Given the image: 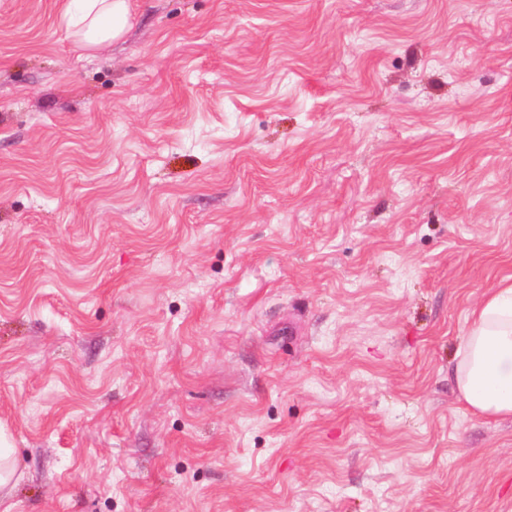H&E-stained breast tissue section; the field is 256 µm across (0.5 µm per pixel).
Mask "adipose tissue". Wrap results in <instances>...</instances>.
<instances>
[{"instance_id": "ef3b65f1", "label": "adipose tissue", "mask_w": 512, "mask_h": 512, "mask_svg": "<svg viewBox=\"0 0 512 512\" xmlns=\"http://www.w3.org/2000/svg\"><path fill=\"white\" fill-rule=\"evenodd\" d=\"M61 20L85 49L120 38L130 24L129 0H66ZM456 378L474 411L512 417V275L472 311L458 346Z\"/></svg>"}]
</instances>
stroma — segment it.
<instances>
[{
  "label": "stroma",
  "mask_w": 512,
  "mask_h": 512,
  "mask_svg": "<svg viewBox=\"0 0 512 512\" xmlns=\"http://www.w3.org/2000/svg\"><path fill=\"white\" fill-rule=\"evenodd\" d=\"M0 0L12 512H512L458 339L512 275V0ZM68 34L84 49L120 38L130 24L128 0H66L61 14Z\"/></svg>",
  "instance_id": "stroma-1"
}]
</instances>
